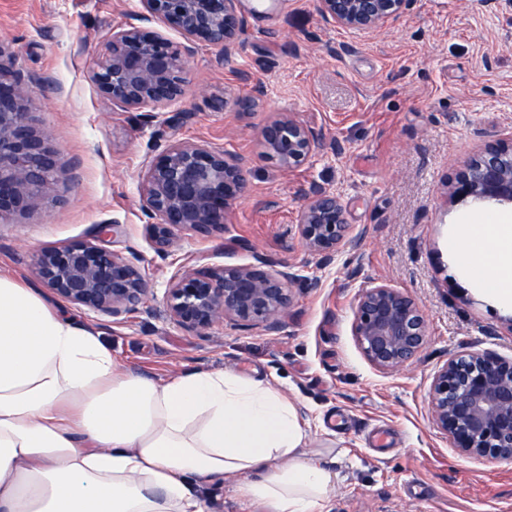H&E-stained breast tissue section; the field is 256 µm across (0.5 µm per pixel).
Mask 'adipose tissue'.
Instances as JSON below:
<instances>
[{
  "mask_svg": "<svg viewBox=\"0 0 512 512\" xmlns=\"http://www.w3.org/2000/svg\"><path fill=\"white\" fill-rule=\"evenodd\" d=\"M460 275L512 305V224L475 204ZM300 409L269 382L121 370L95 327L0 276V512H207L196 483L243 479L265 512H330Z\"/></svg>",
  "mask_w": 512,
  "mask_h": 512,
  "instance_id": "obj_1",
  "label": "adipose tissue"
}]
</instances>
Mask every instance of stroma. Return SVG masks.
<instances>
[{
	"label": "stroma",
	"mask_w": 512,
	"mask_h": 512,
	"mask_svg": "<svg viewBox=\"0 0 512 512\" xmlns=\"http://www.w3.org/2000/svg\"><path fill=\"white\" fill-rule=\"evenodd\" d=\"M243 8L244 45L227 64L218 49H199L162 124L114 105L88 79L113 30L142 25L139 0H0V62L21 71L30 123L69 172L39 206L0 215V276L33 284L41 249L120 224L112 247L141 268L146 304L121 323L55 305L101 330L122 369L158 381L232 370L279 387L310 419L309 457L335 459L342 475L332 512H512V460L459 456L429 398L451 355H512V307L462 284L454 267L472 203L445 199L468 155L512 137V0H415L371 34L328 23L317 0ZM279 112L320 140L301 167L263 156L259 131ZM172 140L246 157L250 192L222 231L178 233L161 255L139 185ZM315 187L340 194L361 235L358 250L341 248L326 267L297 229ZM257 252L302 277L281 332L227 323L196 334L167 320L166 288L182 266L247 264ZM374 282L406 290L428 317L424 349L392 372L373 367L351 331L356 296ZM203 494L208 512H261L234 479Z\"/></svg>",
	"instance_id": "stroma-1"
}]
</instances>
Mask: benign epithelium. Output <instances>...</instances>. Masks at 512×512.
<instances>
[{
    "label": "benign epithelium",
    "instance_id": "benign-epithelium-1",
    "mask_svg": "<svg viewBox=\"0 0 512 512\" xmlns=\"http://www.w3.org/2000/svg\"><path fill=\"white\" fill-rule=\"evenodd\" d=\"M414 0H319L322 16L346 29L370 32L399 19ZM143 17L177 31L176 44L159 31L131 26L112 31L90 80L112 102L164 111L184 94L189 57L200 46L221 50L224 62L240 48L246 20L240 0H141ZM20 72L0 62V215L24 212L46 197L68 172L57 153L28 123ZM266 160L289 169L318 148L313 132L281 113L260 129ZM249 193L243 157L205 144L172 141L147 164L140 186L142 209L155 250L167 252L177 233L201 238L224 228L230 206ZM448 198L512 204V138L484 143L448 179ZM298 232L308 251L329 265L342 246L358 247L340 196L314 188ZM32 274L59 298L118 323L146 303L140 269L123 253L91 241L40 251ZM292 266L262 254L248 264L220 265L175 274L166 291L168 320L201 334L219 322L276 333L293 305ZM352 334L369 363L382 372L411 362L429 336L427 315L407 292L385 283L357 294ZM432 419L462 457L512 459V357L481 350L454 354L433 376Z\"/></svg>",
    "mask_w": 512,
    "mask_h": 512
}]
</instances>
